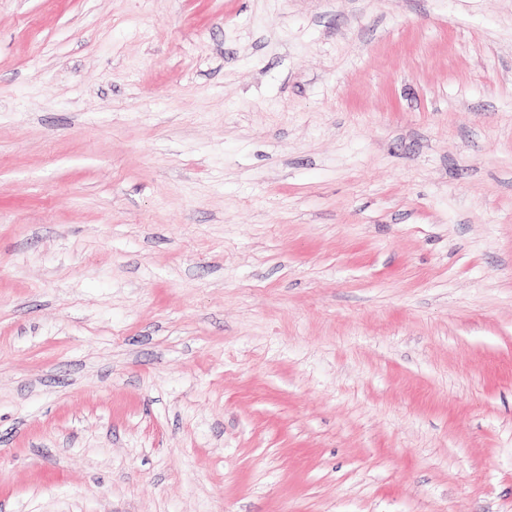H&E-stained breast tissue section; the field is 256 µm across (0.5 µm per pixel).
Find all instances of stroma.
<instances>
[{
  "instance_id": "35a3bbf8",
  "label": "stroma",
  "mask_w": 512,
  "mask_h": 512,
  "mask_svg": "<svg viewBox=\"0 0 512 512\" xmlns=\"http://www.w3.org/2000/svg\"><path fill=\"white\" fill-rule=\"evenodd\" d=\"M0 512H512V0H0Z\"/></svg>"
}]
</instances>
